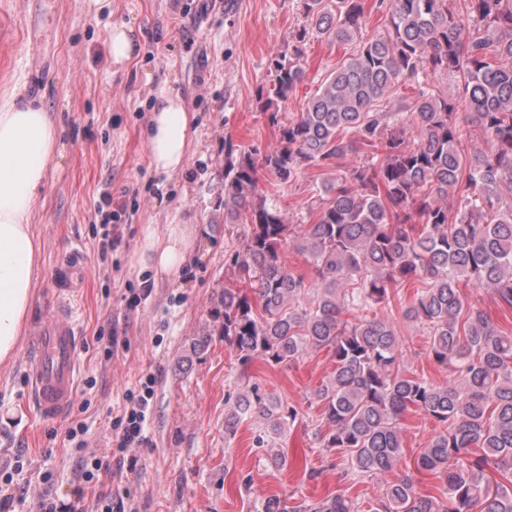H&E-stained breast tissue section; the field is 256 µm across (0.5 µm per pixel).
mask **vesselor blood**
Instances as JSON below:
<instances>
[{
  "label": "vessel or blood",
  "instance_id": "vessel-or-blood-1",
  "mask_svg": "<svg viewBox=\"0 0 512 512\" xmlns=\"http://www.w3.org/2000/svg\"><path fill=\"white\" fill-rule=\"evenodd\" d=\"M84 257L72 251L56 271V307L50 320L39 329L29 361L35 407L46 421L58 419L71 405L77 372L78 336L68 300L80 287Z\"/></svg>",
  "mask_w": 512,
  "mask_h": 512
}]
</instances>
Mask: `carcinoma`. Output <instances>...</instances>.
<instances>
[{"label": "carcinoma", "mask_w": 512, "mask_h": 512, "mask_svg": "<svg viewBox=\"0 0 512 512\" xmlns=\"http://www.w3.org/2000/svg\"><path fill=\"white\" fill-rule=\"evenodd\" d=\"M300 2L310 29L272 59L260 105L275 140L224 163V223L245 227L242 249L226 259L238 279L214 301L213 324L190 353L202 354L215 336L244 365L330 353L334 369L313 393L321 408L313 436L354 477L394 470L406 412L438 424L417 466L440 480L439 497L404 475L366 509L343 494L296 505L273 494L257 512H512V334L461 293L463 285L485 289L512 308V0H468L464 13L448 0H378L386 29L370 38L363 0ZM310 33L356 50L282 123L279 105L307 77ZM448 74L460 77L490 150L464 152L467 131L453 102L430 85ZM400 82L414 94L393 102ZM353 153L360 162L322 179L304 202L307 224L291 223L259 188L261 171L291 185ZM451 193L452 209L441 203ZM285 244L313 278L286 265ZM406 287L413 294L403 315L426 326L427 357L450 373L447 381L401 367L394 326L366 315ZM351 311L354 320L342 318ZM255 415L266 421L259 447L303 420L254 386L227 409L224 433Z\"/></svg>", "instance_id": "1"}]
</instances>
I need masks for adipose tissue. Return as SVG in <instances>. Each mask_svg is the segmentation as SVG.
Listing matches in <instances>:
<instances>
[{
  "instance_id": "ef3b65f1",
  "label": "adipose tissue",
  "mask_w": 512,
  "mask_h": 512,
  "mask_svg": "<svg viewBox=\"0 0 512 512\" xmlns=\"http://www.w3.org/2000/svg\"><path fill=\"white\" fill-rule=\"evenodd\" d=\"M194 121L179 94L159 95L146 130L152 169L169 176L185 169ZM59 141V128L36 97L16 91L0 99V364L15 358L30 311L42 251L32 214L50 164L62 156ZM191 245L189 225H169L162 237L149 226L140 260L156 275L172 277Z\"/></svg>"
}]
</instances>
